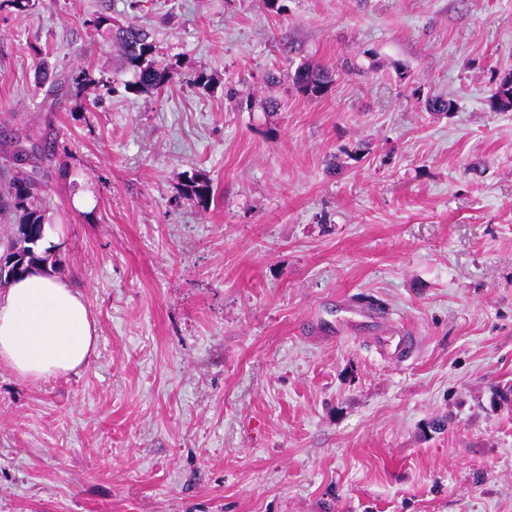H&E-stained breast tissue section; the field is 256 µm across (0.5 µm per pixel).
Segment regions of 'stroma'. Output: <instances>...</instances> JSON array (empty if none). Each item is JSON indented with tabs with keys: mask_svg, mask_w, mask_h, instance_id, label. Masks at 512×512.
I'll return each instance as SVG.
<instances>
[{
	"mask_svg": "<svg viewBox=\"0 0 512 512\" xmlns=\"http://www.w3.org/2000/svg\"><path fill=\"white\" fill-rule=\"evenodd\" d=\"M511 71L512 0H0V182L99 335L0 363V512H512ZM121 52L128 67L132 68L135 81L128 85L133 92L158 91L173 82L178 75L173 70H157L149 63L148 57L155 50L150 35L135 27H129L122 31L120 38ZM329 72L320 66L301 64L295 70L293 82L297 90L306 96H324L332 85ZM491 105L495 111H512V72L506 73L499 80L496 90L491 98Z\"/></svg>",
	"mask_w": 512,
	"mask_h": 512,
	"instance_id": "obj_1",
	"label": "stroma"
}]
</instances>
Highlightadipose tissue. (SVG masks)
Segmentation results:
<instances>
[{"label": "adipose tissue", "mask_w": 512, "mask_h": 512, "mask_svg": "<svg viewBox=\"0 0 512 512\" xmlns=\"http://www.w3.org/2000/svg\"><path fill=\"white\" fill-rule=\"evenodd\" d=\"M98 343L82 295L62 279L33 270L0 295V363L37 381L85 367Z\"/></svg>", "instance_id": "1"}]
</instances>
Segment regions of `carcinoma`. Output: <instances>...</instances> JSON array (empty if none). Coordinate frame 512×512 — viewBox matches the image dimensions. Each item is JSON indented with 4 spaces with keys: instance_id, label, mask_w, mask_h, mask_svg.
<instances>
[{
    "instance_id": "obj_1",
    "label": "carcinoma",
    "mask_w": 512,
    "mask_h": 512,
    "mask_svg": "<svg viewBox=\"0 0 512 512\" xmlns=\"http://www.w3.org/2000/svg\"><path fill=\"white\" fill-rule=\"evenodd\" d=\"M121 52L128 67L132 68L135 81L128 85L133 92L158 91L176 79L173 70H157L148 57L155 50L150 35L135 27L122 32ZM293 82L297 90L306 96L318 98L327 93L332 85L329 72L320 66L302 64L295 70ZM492 108L506 112L512 108V72L502 76L491 98ZM186 195L200 204H206L213 196L210 182L204 178L189 179ZM13 208L21 212L3 250L5 269H0V281L10 282L16 275L31 268H45L54 264L49 250L37 252L36 247L43 234V214L40 209V188L34 177L17 178L0 190V209Z\"/></svg>"
}]
</instances>
